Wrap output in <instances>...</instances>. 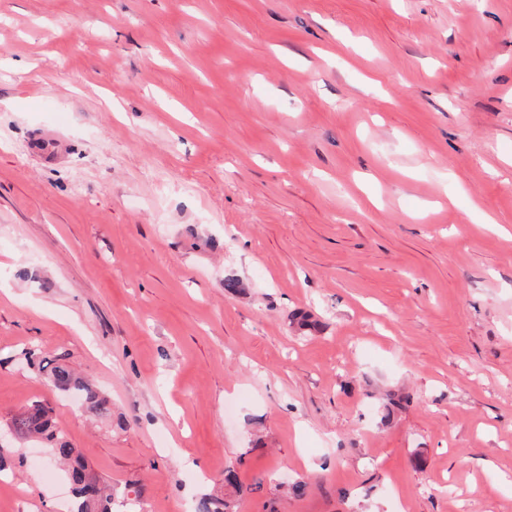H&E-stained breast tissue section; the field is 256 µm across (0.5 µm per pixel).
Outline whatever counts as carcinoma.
<instances>
[{"instance_id":"carcinoma-1","label":"carcinoma","mask_w":512,"mask_h":512,"mask_svg":"<svg viewBox=\"0 0 512 512\" xmlns=\"http://www.w3.org/2000/svg\"><path fill=\"white\" fill-rule=\"evenodd\" d=\"M24 360L27 365L39 369L53 390L80 401L101 419H112V403L109 398L80 376L68 364L66 356L57 354L49 358L41 350L31 347L25 350ZM9 430L21 439H41L50 448L52 456L68 466L69 481L73 488L72 512H141L143 485L131 482L118 495L110 492L80 450L59 435L53 408L48 403L35 401L19 410L10 419ZM224 487L233 489L234 494L241 492L234 470H224ZM234 494L226 493L222 497L204 495L198 499L196 512H234Z\"/></svg>"}]
</instances>
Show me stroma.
<instances>
[{
  "mask_svg": "<svg viewBox=\"0 0 512 512\" xmlns=\"http://www.w3.org/2000/svg\"><path fill=\"white\" fill-rule=\"evenodd\" d=\"M37 400L145 512H512V0H0V512ZM23 356L28 366L39 369L53 390L80 401L97 417L111 420L112 403L109 398L80 376L68 364L66 355L57 354L49 358L38 348L31 347L25 350ZM235 497L224 493V497L212 494L204 495L198 499L196 512H235Z\"/></svg>",
  "mask_w": 512,
  "mask_h": 512,
  "instance_id": "stroma-1",
  "label": "stroma"
}]
</instances>
